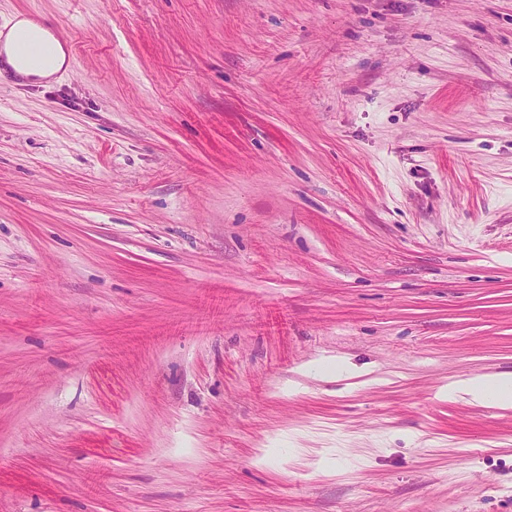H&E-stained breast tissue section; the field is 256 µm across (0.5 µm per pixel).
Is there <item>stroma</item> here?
<instances>
[{
	"mask_svg": "<svg viewBox=\"0 0 512 512\" xmlns=\"http://www.w3.org/2000/svg\"><path fill=\"white\" fill-rule=\"evenodd\" d=\"M0 512H512V0H0ZM22 28L32 31L42 41L44 40V32L39 27L26 19H17L9 30L5 34L3 33L2 52L5 55L6 62L25 77L38 81L51 78L66 63V51L63 45L54 40L47 58L34 61L23 60L19 57L15 44L16 33ZM448 392L465 394L470 401L512 407V374L464 378L452 383Z\"/></svg>",
	"mask_w": 512,
	"mask_h": 512,
	"instance_id": "obj_1",
	"label": "stroma"
}]
</instances>
